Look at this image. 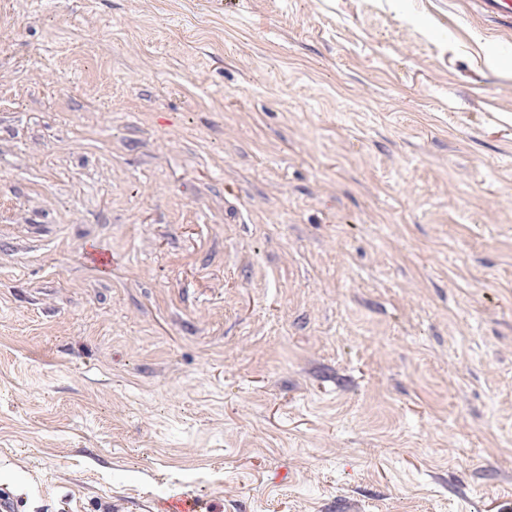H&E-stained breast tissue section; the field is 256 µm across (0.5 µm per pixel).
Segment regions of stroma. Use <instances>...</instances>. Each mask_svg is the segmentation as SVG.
Segmentation results:
<instances>
[{
	"mask_svg": "<svg viewBox=\"0 0 512 512\" xmlns=\"http://www.w3.org/2000/svg\"><path fill=\"white\" fill-rule=\"evenodd\" d=\"M504 47L466 0H0L14 512H512Z\"/></svg>",
	"mask_w": 512,
	"mask_h": 512,
	"instance_id": "obj_1",
	"label": "stroma"
}]
</instances>
